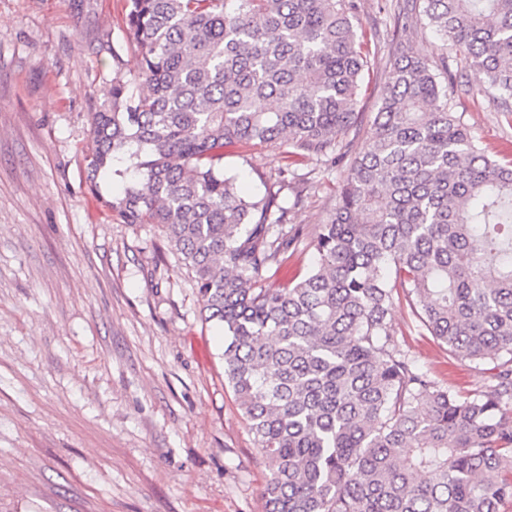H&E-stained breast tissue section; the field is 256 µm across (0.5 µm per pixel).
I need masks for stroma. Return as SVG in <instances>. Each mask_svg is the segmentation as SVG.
<instances>
[{
    "instance_id": "obj_1",
    "label": "stroma",
    "mask_w": 512,
    "mask_h": 512,
    "mask_svg": "<svg viewBox=\"0 0 512 512\" xmlns=\"http://www.w3.org/2000/svg\"><path fill=\"white\" fill-rule=\"evenodd\" d=\"M375 46L358 109L381 106L394 37L435 58L420 0H357ZM127 0H0V512H263L268 471L224 374V330L205 321L188 269L153 224H124L92 191L90 114L138 58ZM455 111L473 139L512 151V117L449 57ZM244 194L278 191L299 236L281 270L305 274L343 166L257 145L226 155ZM304 201L295 204L294 193ZM396 338L467 397L495 381L450 358L406 305Z\"/></svg>"
}]
</instances>
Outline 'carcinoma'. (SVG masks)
<instances>
[{"instance_id": "cac0c4a2", "label": "carcinoma", "mask_w": 512, "mask_h": 512, "mask_svg": "<svg viewBox=\"0 0 512 512\" xmlns=\"http://www.w3.org/2000/svg\"><path fill=\"white\" fill-rule=\"evenodd\" d=\"M136 92L91 113L87 179L156 224L224 329L225 375L269 471L264 512H499L512 500V155L478 147L442 76L452 48L512 112V0H423L438 63L392 43L368 146L346 165L313 267L264 288L294 240L270 190L245 198L224 155L282 144L332 162L369 50L355 0H128ZM448 354L492 365L462 397L395 339V299Z\"/></svg>"}]
</instances>
